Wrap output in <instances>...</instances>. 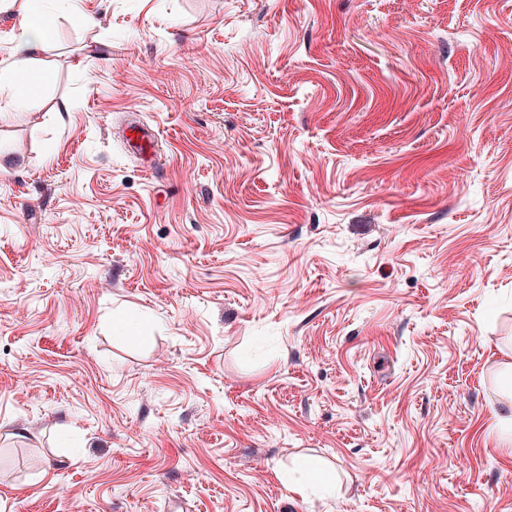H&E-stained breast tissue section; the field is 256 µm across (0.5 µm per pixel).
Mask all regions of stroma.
I'll return each mask as SVG.
<instances>
[{
  "label": "stroma",
  "instance_id": "1",
  "mask_svg": "<svg viewBox=\"0 0 512 512\" xmlns=\"http://www.w3.org/2000/svg\"><path fill=\"white\" fill-rule=\"evenodd\" d=\"M42 7L0 512H512V0Z\"/></svg>",
  "mask_w": 512,
  "mask_h": 512
}]
</instances>
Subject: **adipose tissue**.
Wrapping results in <instances>:
<instances>
[{
  "label": "adipose tissue",
  "mask_w": 512,
  "mask_h": 512,
  "mask_svg": "<svg viewBox=\"0 0 512 512\" xmlns=\"http://www.w3.org/2000/svg\"><path fill=\"white\" fill-rule=\"evenodd\" d=\"M0 1L15 7L18 25L11 38L6 77L11 81L19 78L26 86H33L40 77L42 58L53 45V29L36 0Z\"/></svg>",
  "instance_id": "obj_1"
}]
</instances>
